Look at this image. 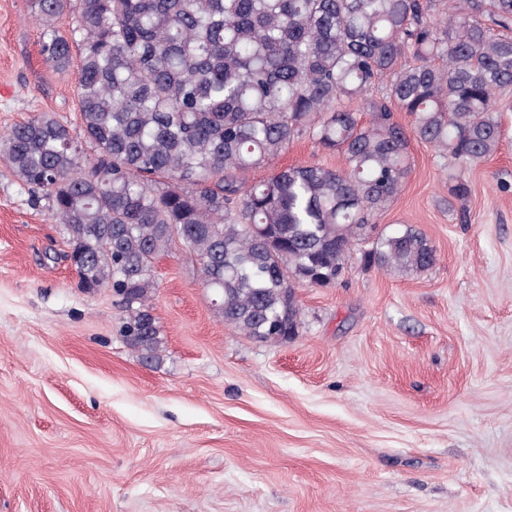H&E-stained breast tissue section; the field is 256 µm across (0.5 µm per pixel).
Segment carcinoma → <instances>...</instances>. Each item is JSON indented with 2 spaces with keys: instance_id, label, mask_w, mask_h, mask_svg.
Instances as JSON below:
<instances>
[{
  "instance_id": "cac0c4a2",
  "label": "carcinoma",
  "mask_w": 512,
  "mask_h": 512,
  "mask_svg": "<svg viewBox=\"0 0 512 512\" xmlns=\"http://www.w3.org/2000/svg\"><path fill=\"white\" fill-rule=\"evenodd\" d=\"M41 53L77 65L84 144L43 112L0 133L24 187L48 200L79 286L112 288L126 343L152 364L163 338L153 264L181 241L215 314L265 342L302 327L295 288L336 283L353 246L398 275L437 251L402 225L363 227L411 171L409 136L465 170L499 148L512 90V0H34ZM74 16L70 34L55 20ZM410 118L404 128L395 113ZM307 138L342 156L281 168ZM312 163L337 168L342 165L338 155H327L318 151L314 144L305 138L293 142L270 166L250 172L247 179L253 183L268 177L276 169Z\"/></svg>"
}]
</instances>
